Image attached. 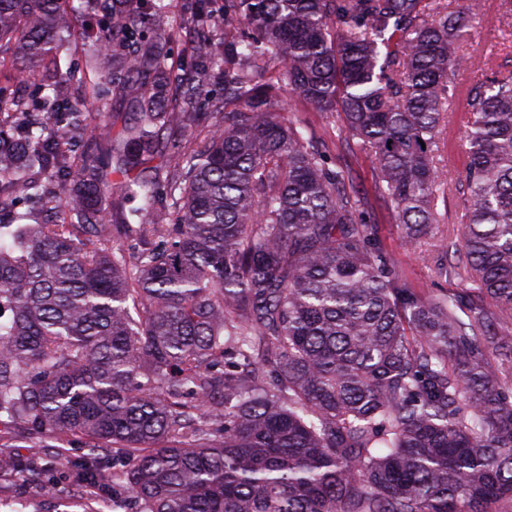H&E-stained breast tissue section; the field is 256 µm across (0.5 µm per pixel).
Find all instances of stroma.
Masks as SVG:
<instances>
[{"mask_svg":"<svg viewBox=\"0 0 512 512\" xmlns=\"http://www.w3.org/2000/svg\"><path fill=\"white\" fill-rule=\"evenodd\" d=\"M492 3V9L486 12L474 29L468 50L477 59L500 61L504 58L500 43L507 29L498 21L497 7L501 0H492ZM303 118L314 141L325 150L330 164L346 163L353 168V188L371 219L378 225L381 245L397 274L412 288L430 294L461 287L460 279L441 268L442 251H455L458 245L457 196L451 193L445 201L439 202L438 209L445 218L443 224L438 225L432 244H404L399 228L390 223L386 206L375 190V171L370 159L362 154H348L341 149L339 118L318 112L304 113ZM48 499L52 500L56 512H87L89 507L85 498L73 495L67 488L57 487L49 495L38 480L25 481L13 470L0 468V512H35Z\"/></svg>","mask_w":512,"mask_h":512,"instance_id":"stroma-1","label":"stroma"}]
</instances>
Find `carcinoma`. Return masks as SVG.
I'll return each instance as SVG.
<instances>
[{
  "mask_svg": "<svg viewBox=\"0 0 512 512\" xmlns=\"http://www.w3.org/2000/svg\"><path fill=\"white\" fill-rule=\"evenodd\" d=\"M488 0H0V423L88 450L112 512H495L512 503V68ZM79 66L63 72L78 19ZM193 29L200 67L174 58ZM137 87L117 134L61 96ZM42 119L15 123L17 87ZM343 120L404 241L443 221L457 97L471 288L418 293L284 93ZM22 224L17 205L44 200ZM139 206L126 208L125 200ZM490 1H492L490 2L492 4L491 9L486 12L480 23L473 29L472 40L468 43L467 52L476 56L478 66L470 71L460 73L457 77L458 83L471 85L482 81L484 73L480 71V62L484 58L486 61L496 60L497 63H501L504 60L505 52L503 53V51L499 50L502 48L499 43L502 42V37H509L508 33L512 32V25L511 27H503L498 22L499 14L506 10L505 7H499L502 0ZM498 9L500 12H498ZM509 39L512 40V37L510 36Z\"/></svg>",
  "mask_w": 512,
  "mask_h": 512,
  "instance_id": "obj_1",
  "label": "carcinoma"
}]
</instances>
